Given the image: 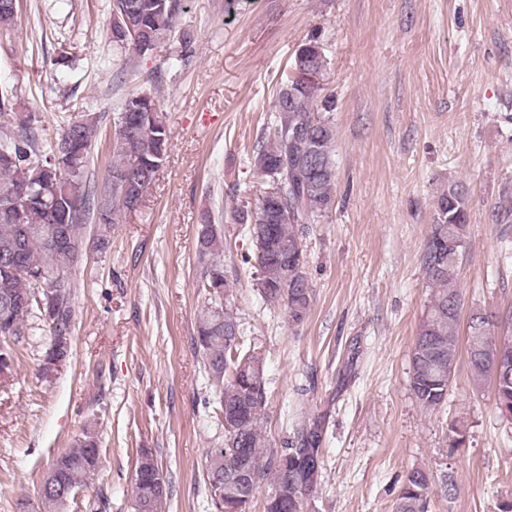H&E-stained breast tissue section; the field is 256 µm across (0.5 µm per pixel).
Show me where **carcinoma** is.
<instances>
[{
  "label": "carcinoma",
  "instance_id": "obj_1",
  "mask_svg": "<svg viewBox=\"0 0 512 512\" xmlns=\"http://www.w3.org/2000/svg\"><path fill=\"white\" fill-rule=\"evenodd\" d=\"M19 0H0V28L12 27ZM182 0H112L110 41L120 58L113 79L123 82L130 63L153 55L170 41L178 43L176 62L193 57L190 34L179 27ZM327 62L317 39L296 52L293 72L273 97L272 135L255 147L250 165L266 189L254 207L242 204L234 218L256 244V288L268 307H284L288 322L301 324L313 300L306 271L300 224H316L335 203L333 147L335 100L325 92ZM165 113L151 88L119 99L110 148L112 166L102 180L88 171L100 137L96 112H74L55 139H42L36 115L13 111L7 90H0V359L15 364L16 340L37 322L49 336L74 328V282L68 268L85 253L87 226L104 228L136 210L160 170L169 140ZM470 199L450 183L437 197L433 224L421 265L432 294L419 322L412 351V391L429 411L448 401V364L459 357L458 324L464 306L457 270L465 249ZM70 244L55 243V230ZM199 278L204 295L195 335V352L224 420V443L209 450L205 476L216 512H247L259 484L272 476L273 494L264 512H303L307 494L318 485L323 460L321 425L302 417L293 437L272 445L261 428L267 401L264 360L243 350L245 323L234 311L235 296L224 270V234L212 213L199 215L196 237ZM51 289L46 293L45 289ZM490 314L470 310L464 349L474 381L493 382L501 418L512 421V375L496 378L492 361L477 355L475 325L490 324ZM97 440L86 435L60 452L50 482L39 495L42 512H63V494H75L98 467ZM432 484L426 471L406 474L394 512H429ZM134 512H162L169 485L152 452L143 449L133 476Z\"/></svg>",
  "mask_w": 512,
  "mask_h": 512
}]
</instances>
